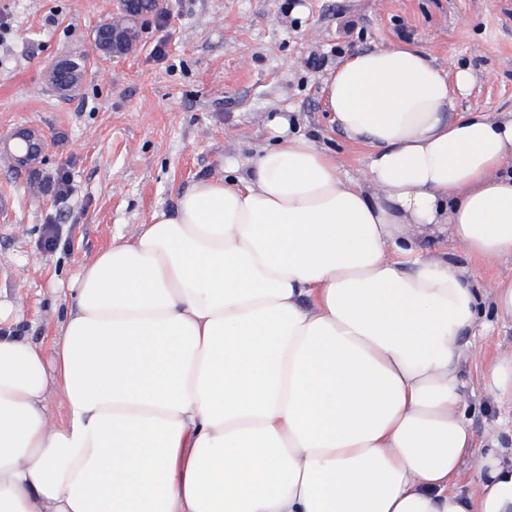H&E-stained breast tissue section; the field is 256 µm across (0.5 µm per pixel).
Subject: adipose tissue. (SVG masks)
Instances as JSON below:
<instances>
[{"label":"adipose tissue","mask_w":512,"mask_h":512,"mask_svg":"<svg viewBox=\"0 0 512 512\" xmlns=\"http://www.w3.org/2000/svg\"><path fill=\"white\" fill-rule=\"evenodd\" d=\"M471 82L350 56L323 92L361 180L273 116L276 143L81 266L51 352L0 331V512H512L459 381L512 279L422 247L512 258V111H458ZM424 247L430 251L447 250L453 253L455 262L462 268L474 271L479 281H494L500 278H511L512 259L502 260L491 264L482 263L469 255L457 250L453 241L448 238H441L435 241H427Z\"/></svg>","instance_id":"1"}]
</instances>
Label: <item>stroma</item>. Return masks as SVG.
I'll list each match as a JSON object with an SVG mask.
<instances>
[{
	"label": "stroma",
	"mask_w": 512,
	"mask_h": 512,
	"mask_svg": "<svg viewBox=\"0 0 512 512\" xmlns=\"http://www.w3.org/2000/svg\"><path fill=\"white\" fill-rule=\"evenodd\" d=\"M113 4L0 0V140L27 128L47 142L26 168L0 158V296L45 347L74 302L80 266L154 211L173 209L193 183L273 144L271 114L288 113L293 129L358 179L369 150L336 128L322 93L351 54L422 49L443 68L470 70L461 109L512 110V0H171L167 15L144 22L135 51L94 60L78 91L57 93L47 68L84 52ZM425 247L451 251L478 280L512 276V259L486 264L444 238ZM484 320L461 373L467 417L477 445L496 435L507 446L512 410L496 408L483 365L512 349V319L490 309Z\"/></svg>",
	"instance_id": "35a3bbf8"
}]
</instances>
